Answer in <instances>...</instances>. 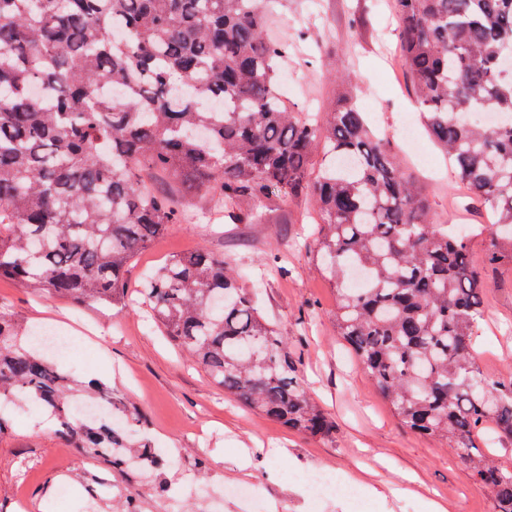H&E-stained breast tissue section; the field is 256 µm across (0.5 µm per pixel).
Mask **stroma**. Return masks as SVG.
<instances>
[{"instance_id": "stroma-1", "label": "stroma", "mask_w": 512, "mask_h": 512, "mask_svg": "<svg viewBox=\"0 0 512 512\" xmlns=\"http://www.w3.org/2000/svg\"><path fill=\"white\" fill-rule=\"evenodd\" d=\"M280 34L288 36L281 66L283 95L300 111L324 112L337 101L335 77L346 71L363 93L357 101L371 127L395 133L418 124L419 116L397 58L398 21L390 0H271ZM426 167L401 141L392 151L428 196L437 223L480 224L483 213L455 207L460 190L444 155L431 141ZM252 202L235 219L174 224L130 264L131 304L98 310L78 307L10 279H0V307L25 327L50 326L66 336L71 351L65 370L111 385L131 404L167 463L159 470L106 471L103 463L66 447L53 420L25 400L9 406L11 425L0 432V512H56L59 492L68 512H116L119 495L138 494L142 512H246L226 498V486L254 485L267 512H424L426 500L445 512H494L491 493L474 481L455 450L436 438L410 431L385 403L337 335V293L324 277L314 247L317 226L309 198L281 199L279 220L253 224ZM205 246L230 265L250 273L258 307L290 339V352L308 394L334 421L327 438L312 437L250 410L212 383L204 369L163 336L137 302L144 274L167 258ZM473 258L488 282L484 312L476 328L481 374L512 375V260L484 262L488 241L471 243ZM253 464L239 470L242 450ZM320 468L339 481L321 501L312 500L297 473ZM414 480L390 496L398 471ZM112 479L104 496L100 480ZM378 495L362 492L363 484ZM360 497H352V490Z\"/></svg>"}]
</instances>
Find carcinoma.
<instances>
[{"label": "carcinoma", "instance_id": "obj_1", "mask_svg": "<svg viewBox=\"0 0 512 512\" xmlns=\"http://www.w3.org/2000/svg\"><path fill=\"white\" fill-rule=\"evenodd\" d=\"M400 60L422 125L455 183L488 210L485 262L512 258V0H393ZM288 39L265 0H0V278L76 306L126 304L134 257L191 214L180 197L228 207L309 197L316 258L338 294L336 331L411 431L455 449L512 512V466L475 444L512 440V377L482 375L475 333L487 284L472 233L437 224L390 141L367 126L347 74L320 119L279 90ZM505 117L483 127L470 113ZM318 172L310 167L317 151ZM224 256L167 259L141 296L162 333L243 405L312 437L334 422L301 387L289 339L258 311ZM46 410L70 448L124 466L149 448L141 416L46 360L0 309V404Z\"/></svg>", "mask_w": 512, "mask_h": 512}]
</instances>
